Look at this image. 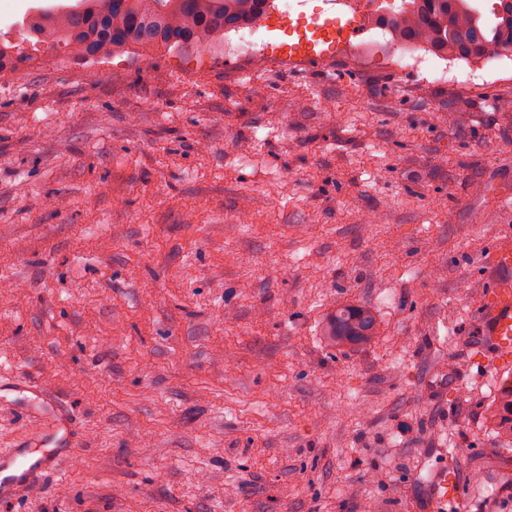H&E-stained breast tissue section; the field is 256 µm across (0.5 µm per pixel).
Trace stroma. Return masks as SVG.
<instances>
[{"mask_svg":"<svg viewBox=\"0 0 512 512\" xmlns=\"http://www.w3.org/2000/svg\"><path fill=\"white\" fill-rule=\"evenodd\" d=\"M0 0L19 40L34 9ZM325 0H273L275 45ZM347 48L309 70L130 46L0 79V377L70 415L78 448L10 512H512V452L478 305L512 227V81ZM377 213L376 224L361 223ZM378 308L344 353L338 303ZM0 405V450L39 445ZM379 311L372 305L350 301L336 306L326 320L322 336H326L336 352L371 345L380 336ZM492 406L491 433L502 449L512 450V385L498 390ZM433 492L435 512H442L445 511V506H448V499L460 500L463 490L457 478L448 479V472L440 470L435 473L433 479Z\"/></svg>","mask_w":512,"mask_h":512,"instance_id":"obj_1","label":"stroma"}]
</instances>
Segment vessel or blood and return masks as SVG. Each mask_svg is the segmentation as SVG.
I'll use <instances>...</instances> for the list:
<instances>
[{
    "label": "vessel or blood",
    "instance_id": "1",
    "mask_svg": "<svg viewBox=\"0 0 512 512\" xmlns=\"http://www.w3.org/2000/svg\"><path fill=\"white\" fill-rule=\"evenodd\" d=\"M485 293L478 307L482 334L493 354L487 364L512 365V230L501 233L492 245L485 266ZM62 453L45 451L31 456L20 448L0 453V507L37 490L41 480L57 472ZM436 512H444L449 501L460 499L462 487L447 471L433 479Z\"/></svg>",
    "mask_w": 512,
    "mask_h": 512
}]
</instances>
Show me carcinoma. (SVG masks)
<instances>
[{"label":"carcinoma","mask_w":512,"mask_h":512,"mask_svg":"<svg viewBox=\"0 0 512 512\" xmlns=\"http://www.w3.org/2000/svg\"><path fill=\"white\" fill-rule=\"evenodd\" d=\"M271 0H81L79 8L46 11L26 21L27 35L44 49L81 59L108 58L129 45L204 50L224 41L228 29L254 24ZM488 20L478 0H409L388 17L391 38L421 40L436 53L481 58L490 45L512 43V0H500ZM31 60L0 39V74L15 72ZM379 311L350 301L336 306L323 335L338 352L367 346L380 335ZM498 445L512 450V387L497 392L489 413Z\"/></svg>","instance_id":"carcinoma-1"}]
</instances>
